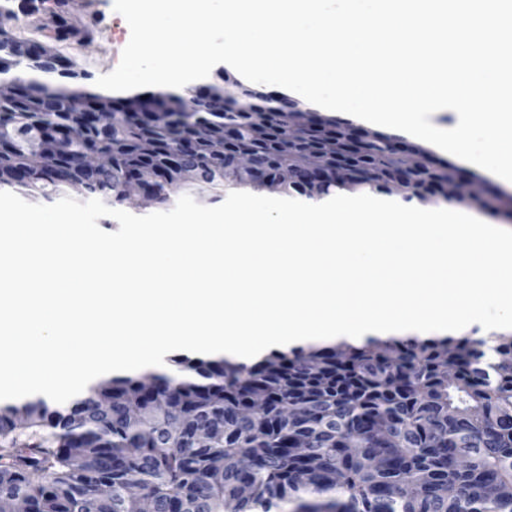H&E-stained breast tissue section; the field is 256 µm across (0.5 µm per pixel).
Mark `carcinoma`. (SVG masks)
<instances>
[{"instance_id": "cac0c4a2", "label": "carcinoma", "mask_w": 512, "mask_h": 512, "mask_svg": "<svg viewBox=\"0 0 512 512\" xmlns=\"http://www.w3.org/2000/svg\"><path fill=\"white\" fill-rule=\"evenodd\" d=\"M72 27L63 16L31 36L0 25V84L12 88L0 102V188L51 201L78 185L114 207L123 180L150 168L165 206L184 190L217 202L226 184L320 200L382 194L398 171L395 137L369 132L354 151L328 117L298 124V100L216 85L122 98L74 89L58 50ZM96 112L112 113V127L95 124ZM199 124L236 132L224 154L195 138ZM95 151L110 171L83 167ZM317 152L349 177L318 181L307 168ZM241 154L262 177L235 167ZM419 164L405 200L448 201V168L425 151ZM175 371L147 391L123 375L64 406L0 404V512L16 498L32 512H139L133 484L156 512H512L511 337L339 341L255 364L178 361ZM352 431L358 454L345 441Z\"/></svg>"}]
</instances>
